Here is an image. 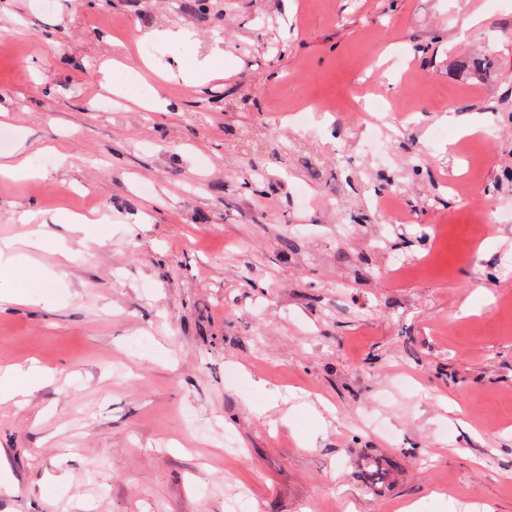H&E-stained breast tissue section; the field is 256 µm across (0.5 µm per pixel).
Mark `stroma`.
Wrapping results in <instances>:
<instances>
[{"mask_svg": "<svg viewBox=\"0 0 512 512\" xmlns=\"http://www.w3.org/2000/svg\"><path fill=\"white\" fill-rule=\"evenodd\" d=\"M42 3L0 0V159L36 171L0 177V243L26 255L0 369L54 376L0 386V512H512V223L474 245L448 190L512 205V0ZM149 27L177 49L152 67L183 72L157 86L170 112L124 68ZM204 64L223 76L192 92ZM322 101L346 140L385 102L414 118L390 163L341 162L291 118ZM450 107L486 133L476 171L454 125L428 139ZM389 185L400 228L371 201ZM46 379L47 375L37 366H30L25 370L9 368L0 374V385L6 381L12 388L13 397H24L44 383Z\"/></svg>", "mask_w": 512, "mask_h": 512, "instance_id": "35a3bbf8", "label": "stroma"}]
</instances>
